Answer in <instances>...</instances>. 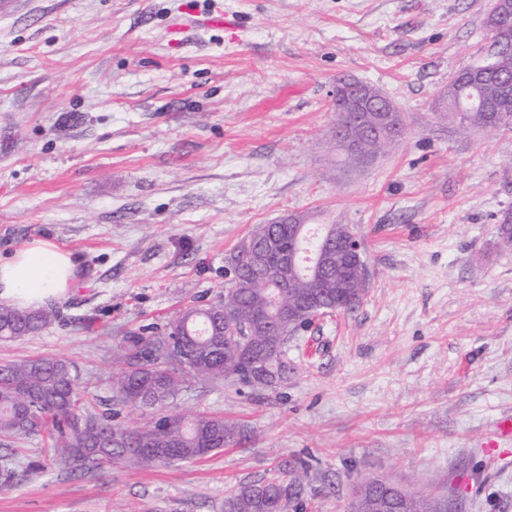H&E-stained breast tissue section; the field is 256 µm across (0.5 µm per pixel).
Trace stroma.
<instances>
[{
	"label": "stroma",
	"mask_w": 512,
	"mask_h": 512,
	"mask_svg": "<svg viewBox=\"0 0 512 512\" xmlns=\"http://www.w3.org/2000/svg\"><path fill=\"white\" fill-rule=\"evenodd\" d=\"M494 0H16L0 14V260L44 239L80 275L62 322L0 341V365L64 357L82 398L112 401L126 332L217 301L227 255L286 213L353 224L370 272L350 314L291 343L274 390L190 380L172 414L247 435L176 466L59 465L0 484V512H224L281 459L311 466L288 512H343L359 477L512 512V130L438 117L481 56ZM223 27L206 25L209 15ZM373 86L403 136L372 163L336 161L330 91Z\"/></svg>",
	"instance_id": "35a3bbf8"
}]
</instances>
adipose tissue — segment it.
I'll list each match as a JSON object with an SVG mask.
<instances>
[{
  "label": "adipose tissue",
  "instance_id": "adipose-tissue-1",
  "mask_svg": "<svg viewBox=\"0 0 512 512\" xmlns=\"http://www.w3.org/2000/svg\"><path fill=\"white\" fill-rule=\"evenodd\" d=\"M78 276L72 253L38 239L0 263V299L20 308L38 307L61 298Z\"/></svg>",
  "mask_w": 512,
  "mask_h": 512
}]
</instances>
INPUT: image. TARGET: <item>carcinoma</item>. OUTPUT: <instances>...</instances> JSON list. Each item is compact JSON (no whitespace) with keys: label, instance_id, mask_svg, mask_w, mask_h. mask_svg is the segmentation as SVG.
<instances>
[{"label":"carcinoma","instance_id":"obj_1","mask_svg":"<svg viewBox=\"0 0 512 512\" xmlns=\"http://www.w3.org/2000/svg\"><path fill=\"white\" fill-rule=\"evenodd\" d=\"M503 47L495 67L479 82L448 89L443 117L465 133L478 127L490 133L512 129V90H502L512 76V34L502 35ZM349 127L359 150L349 153L336 145L346 167L359 166L389 149L381 146L366 121L336 109V127ZM317 236L305 246H318L330 255L323 275L288 278L281 291L256 279L250 251L239 243L227 262L237 267L234 281L215 304L192 306L160 331L144 326L127 334L112 361V398L118 405L146 412L149 420L135 431L112 423V409L93 412L82 403L79 372L69 360L36 357L0 366V478L14 483L46 464L15 467L21 449L16 440L46 437L55 461L75 470L92 471L112 464L152 467L202 459L237 442L241 430L224 416L195 411L169 415L166 408L183 391L190 377L222 378L234 385L273 390L288 383L295 366L288 342L308 330L320 317L357 310L368 291L366 256L350 260L341 249L344 237L357 234L349 224H310ZM289 224H259L247 236L252 243L277 239L292 243ZM60 319L53 306L21 310L0 302V340L34 335ZM309 469L285 459L271 475L243 484L224 499V512H288L304 498ZM388 512H442L444 499L428 492L396 496L388 488L374 490Z\"/></svg>","mask_w":512,"mask_h":512}]
</instances>
